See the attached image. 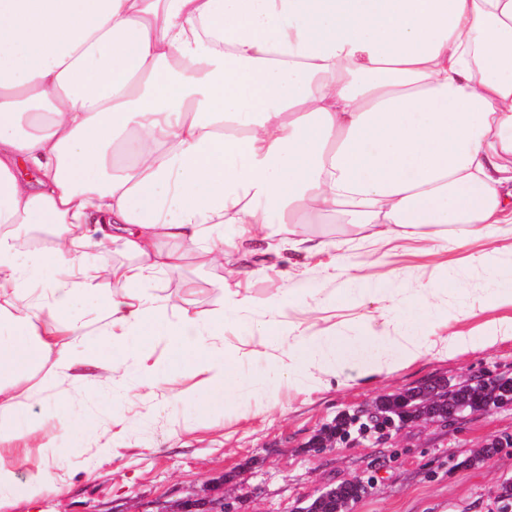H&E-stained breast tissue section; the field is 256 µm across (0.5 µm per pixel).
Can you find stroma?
Segmentation results:
<instances>
[{
  "label": "stroma",
  "instance_id": "obj_1",
  "mask_svg": "<svg viewBox=\"0 0 512 512\" xmlns=\"http://www.w3.org/2000/svg\"><path fill=\"white\" fill-rule=\"evenodd\" d=\"M295 232L340 248L289 251L274 268L248 277L239 275L234 255L220 267L188 259L163 281L169 313L207 320L225 289L241 288L258 304L249 317L255 323L280 289L305 278L310 288L295 289L289 326L359 336L381 312L401 319L430 288L433 349L381 374L348 365L335 376L312 370L260 397L243 387L206 414L193 398H168L162 387L154 401L142 400L132 386H110L101 369L75 368L74 378L47 388L36 372L26 380L37 389L26 411L42 430L29 441L18 475L44 466L47 443L62 464L61 481L31 500L0 501V512H175L186 498L217 497L227 488L237 490L239 512H296L318 489L350 480L366 487L353 512H501L512 452L476 466L467 460L480 441L512 437V405L448 426H409L386 443L355 430L332 448L311 442L336 417L434 378L457 384L512 376V224L487 237L468 224L451 226L444 249L417 238L376 243L355 224H301ZM369 265L387 280L385 296L347 289L348 278ZM329 271L336 279L328 283ZM187 279L193 289L184 288ZM451 336L466 337L467 346L447 349ZM80 417L95 428L76 437L67 424Z\"/></svg>",
  "mask_w": 512,
  "mask_h": 512
}]
</instances>
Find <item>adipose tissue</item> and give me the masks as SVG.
<instances>
[{
  "mask_svg": "<svg viewBox=\"0 0 512 512\" xmlns=\"http://www.w3.org/2000/svg\"><path fill=\"white\" fill-rule=\"evenodd\" d=\"M316 210L379 239L512 224V0H0V442L38 433L17 387L47 360L46 386L84 366L179 399L193 369L201 408L223 402L241 377L217 342L255 303L228 290L208 320L175 317L152 285L190 252L261 255L264 230ZM116 246L130 262L83 264ZM290 294L253 326L285 350L253 393L431 348L425 306L397 332L293 334ZM23 462L0 456V500L55 485V458Z\"/></svg>",
  "mask_w": 512,
  "mask_h": 512,
  "instance_id": "ef3b65f1",
  "label": "adipose tissue"
}]
</instances>
